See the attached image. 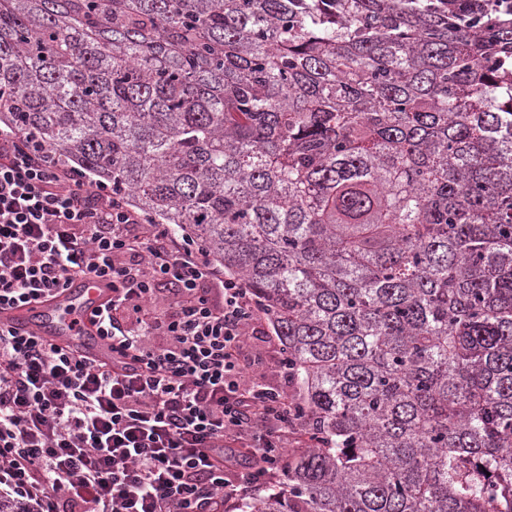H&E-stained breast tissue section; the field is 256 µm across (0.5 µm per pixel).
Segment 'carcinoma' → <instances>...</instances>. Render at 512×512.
<instances>
[{
	"label": "carcinoma",
	"mask_w": 512,
	"mask_h": 512,
	"mask_svg": "<svg viewBox=\"0 0 512 512\" xmlns=\"http://www.w3.org/2000/svg\"><path fill=\"white\" fill-rule=\"evenodd\" d=\"M203 243L312 445L241 512H512V5L0 0V119Z\"/></svg>",
	"instance_id": "1"
}]
</instances>
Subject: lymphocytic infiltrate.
Here are the masks:
<instances>
[{
	"label": "lymphocytic infiltrate",
	"mask_w": 512,
	"mask_h": 512,
	"mask_svg": "<svg viewBox=\"0 0 512 512\" xmlns=\"http://www.w3.org/2000/svg\"><path fill=\"white\" fill-rule=\"evenodd\" d=\"M77 278L112 291L88 318L112 361L0 324V512H239L310 446L244 282L0 124V310Z\"/></svg>",
	"instance_id": "lymphocytic-infiltrate-1"
}]
</instances>
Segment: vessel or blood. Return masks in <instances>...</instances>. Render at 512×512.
<instances>
[{"label":"vessel or blood","instance_id":"1","mask_svg":"<svg viewBox=\"0 0 512 512\" xmlns=\"http://www.w3.org/2000/svg\"><path fill=\"white\" fill-rule=\"evenodd\" d=\"M112 292L106 284L92 279L72 282L67 289L48 302L32 303L0 313V321L53 342H63L102 362H111L110 347L87 326L91 310Z\"/></svg>","mask_w":512,"mask_h":512}]
</instances>
